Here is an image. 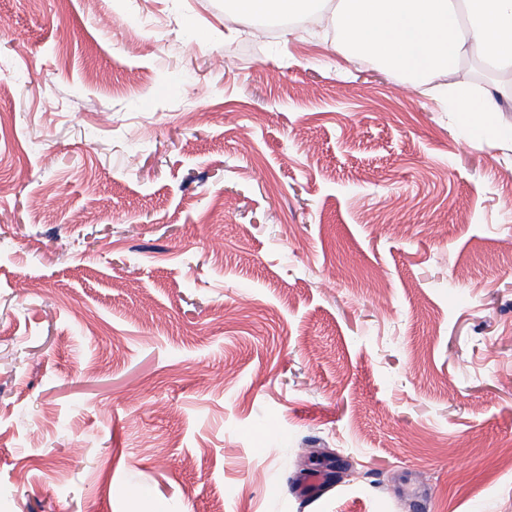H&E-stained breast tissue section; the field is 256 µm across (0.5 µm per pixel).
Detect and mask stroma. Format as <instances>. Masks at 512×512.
<instances>
[{
	"label": "stroma",
	"instance_id": "obj_1",
	"mask_svg": "<svg viewBox=\"0 0 512 512\" xmlns=\"http://www.w3.org/2000/svg\"><path fill=\"white\" fill-rule=\"evenodd\" d=\"M0 512H512V140L329 21L0 0ZM56 110H47V103Z\"/></svg>",
	"mask_w": 512,
	"mask_h": 512
}]
</instances>
